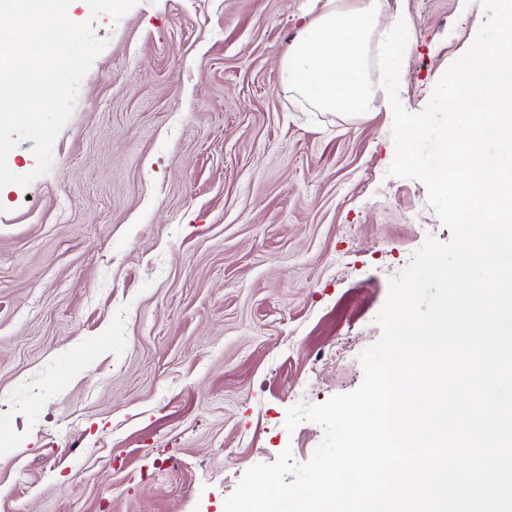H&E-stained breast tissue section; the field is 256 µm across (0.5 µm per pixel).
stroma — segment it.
Wrapping results in <instances>:
<instances>
[{
  "mask_svg": "<svg viewBox=\"0 0 512 512\" xmlns=\"http://www.w3.org/2000/svg\"><path fill=\"white\" fill-rule=\"evenodd\" d=\"M308 0H139L95 23L50 171L0 195V512H224L245 471L355 390L389 283L451 232L388 176L392 115L290 103ZM404 13L398 98L421 112L485 14Z\"/></svg>",
  "mask_w": 512,
  "mask_h": 512,
  "instance_id": "stroma-1",
  "label": "stroma"
}]
</instances>
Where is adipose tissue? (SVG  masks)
Segmentation results:
<instances>
[{"instance_id": "1", "label": "adipose tissue", "mask_w": 512, "mask_h": 512, "mask_svg": "<svg viewBox=\"0 0 512 512\" xmlns=\"http://www.w3.org/2000/svg\"><path fill=\"white\" fill-rule=\"evenodd\" d=\"M383 0H314L312 16L281 61V75L294 99L325 112L367 119L398 106L395 93H380L370 55L379 51L390 79H397L404 51V16L377 38Z\"/></svg>"}]
</instances>
